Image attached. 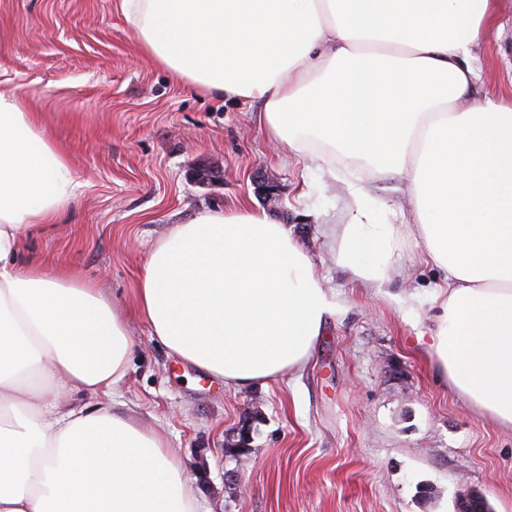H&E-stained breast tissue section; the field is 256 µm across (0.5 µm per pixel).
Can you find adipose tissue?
Returning a JSON list of instances; mask_svg holds the SVG:
<instances>
[{
	"instance_id": "ef3b65f1",
	"label": "adipose tissue",
	"mask_w": 512,
	"mask_h": 512,
	"mask_svg": "<svg viewBox=\"0 0 512 512\" xmlns=\"http://www.w3.org/2000/svg\"><path fill=\"white\" fill-rule=\"evenodd\" d=\"M495 0H120L142 49L210 94L261 105L310 165L365 161L398 181L444 279L431 348L450 387L512 428V105L476 90L470 54ZM78 186L30 98L0 92V512H198L178 449L110 398L133 340L88 282L20 266L23 229ZM337 263L385 287L403 228L346 184ZM336 296L287 225L206 210L152 246L136 309L179 359L236 387L310 361Z\"/></svg>"
}]
</instances>
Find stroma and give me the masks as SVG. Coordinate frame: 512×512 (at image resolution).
Here are the masks:
<instances>
[{
    "instance_id": "1",
    "label": "stroma",
    "mask_w": 512,
    "mask_h": 512,
    "mask_svg": "<svg viewBox=\"0 0 512 512\" xmlns=\"http://www.w3.org/2000/svg\"><path fill=\"white\" fill-rule=\"evenodd\" d=\"M474 55L478 91L511 104L512 0H496ZM0 90L32 98L81 182L61 221L24 230L17 262L94 282L126 317L134 355L109 404L180 448L199 512H455L470 491L512 512V430L457 395L424 342L442 274L420 240L405 233L402 266L378 292L337 267L323 235L348 221L345 181L395 207L393 182L277 150L259 104L219 100L144 54L120 0H0ZM198 167L213 181L194 183ZM258 169L281 189L277 208L252 185ZM244 205L288 225L339 304L303 371L251 389L169 354L133 310L170 225Z\"/></svg>"
}]
</instances>
